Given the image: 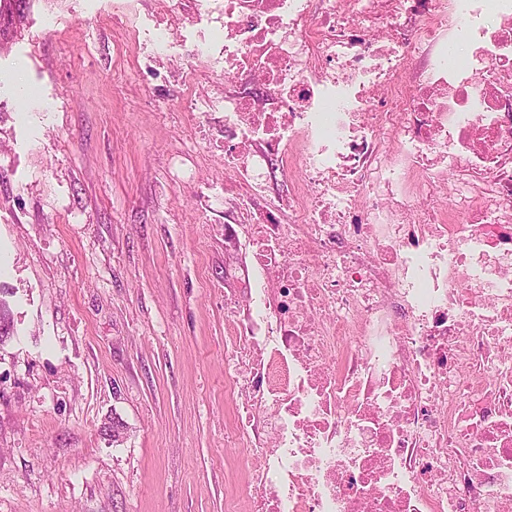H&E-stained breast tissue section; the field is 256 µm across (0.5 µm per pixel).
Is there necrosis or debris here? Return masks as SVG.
Returning a JSON list of instances; mask_svg holds the SVG:
<instances>
[{
    "mask_svg": "<svg viewBox=\"0 0 512 512\" xmlns=\"http://www.w3.org/2000/svg\"><path fill=\"white\" fill-rule=\"evenodd\" d=\"M186 20L185 81L263 87L217 137L247 512H512V0H188L156 48Z\"/></svg>",
    "mask_w": 512,
    "mask_h": 512,
    "instance_id": "4bbe7bcc",
    "label": "necrosis or debris"
}]
</instances>
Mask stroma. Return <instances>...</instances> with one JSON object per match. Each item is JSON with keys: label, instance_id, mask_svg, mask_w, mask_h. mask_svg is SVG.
Returning <instances> with one entry per match:
<instances>
[{"label": "stroma", "instance_id": "35a3bbf8", "mask_svg": "<svg viewBox=\"0 0 512 512\" xmlns=\"http://www.w3.org/2000/svg\"><path fill=\"white\" fill-rule=\"evenodd\" d=\"M179 0H27L0 13V512H227L261 460L225 439L224 291L244 239L186 90ZM192 95L193 111L181 102Z\"/></svg>", "mask_w": 512, "mask_h": 512}]
</instances>
